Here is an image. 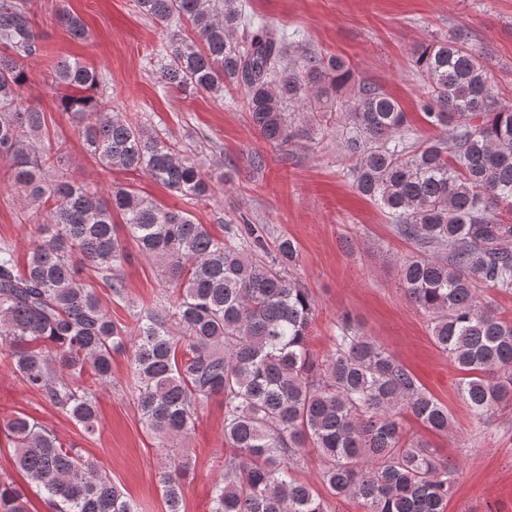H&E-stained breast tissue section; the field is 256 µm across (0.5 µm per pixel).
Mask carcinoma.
Wrapping results in <instances>:
<instances>
[{
	"label": "carcinoma",
	"mask_w": 512,
	"mask_h": 512,
	"mask_svg": "<svg viewBox=\"0 0 512 512\" xmlns=\"http://www.w3.org/2000/svg\"><path fill=\"white\" fill-rule=\"evenodd\" d=\"M135 2L167 31L164 86L221 101L225 88L240 90L251 125L268 144L301 137L295 112L322 124L321 100L336 98L330 118L342 128L346 175L414 244L415 253L399 262L402 287L427 313L435 344L469 374L462 399L478 420L512 403V319L480 303L476 288L512 291V224L498 216L499 205L512 208V108L498 105L491 73L467 34L423 41L412 51L428 88L424 119L445 132L422 141L382 87L360 81L341 97L352 81L341 57L306 52L298 62L288 59L287 36L247 0ZM28 4L0 0V160L25 198L49 206L44 221L30 225L34 241L24 268L0 245V348L20 380L91 436L99 427L95 386L110 381L112 355H128L141 421L168 449L158 473L168 512H180L190 468L176 445L216 396L232 453L211 512H330L295 475L306 448L321 455V483L330 494L358 500L363 512H445L455 467L406 437L400 416L407 411L446 433L448 409L347 314L330 350L311 353L315 304L287 276L299 258L293 239H276L270 257L253 224L226 243L187 211L164 208L131 187L102 197L62 169L65 142L50 137L45 112L24 96V59L40 51ZM56 21L73 39L90 40L79 16L62 9ZM185 22L190 36L182 33ZM51 78L72 90L60 105L103 169L143 171L189 204L211 197L209 170L175 135L87 95L100 82L97 71L60 59ZM128 240L180 284L164 308L140 310L132 327L112 321L79 277L83 269L114 298L128 299L114 274L128 258ZM0 431L51 512H137L76 445H64L26 414ZM0 512H29L26 496L6 480Z\"/></svg>",
	"instance_id": "obj_1"
}]
</instances>
